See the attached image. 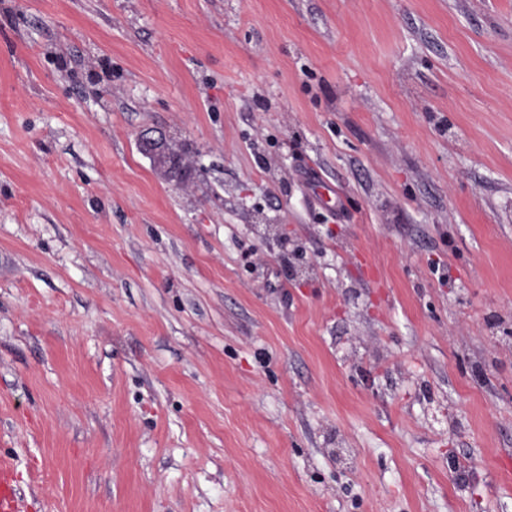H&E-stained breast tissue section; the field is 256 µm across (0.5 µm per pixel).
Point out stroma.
Wrapping results in <instances>:
<instances>
[{"mask_svg": "<svg viewBox=\"0 0 512 512\" xmlns=\"http://www.w3.org/2000/svg\"><path fill=\"white\" fill-rule=\"evenodd\" d=\"M0 459L24 512H512V0H0ZM139 145L150 157L154 168L168 182L181 184L185 168L181 165L182 150L164 130L147 128L140 132Z\"/></svg>", "mask_w": 512, "mask_h": 512, "instance_id": "stroma-1", "label": "stroma"}]
</instances>
